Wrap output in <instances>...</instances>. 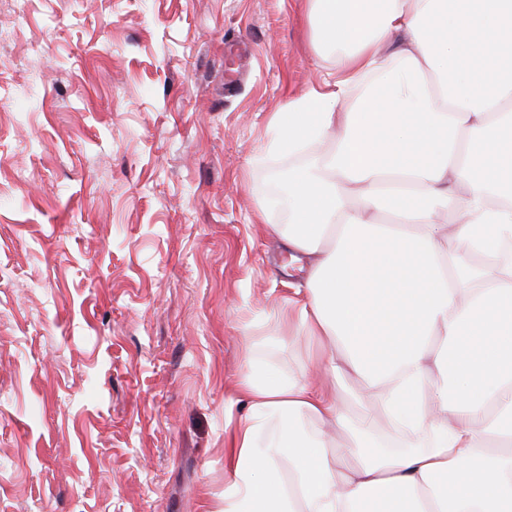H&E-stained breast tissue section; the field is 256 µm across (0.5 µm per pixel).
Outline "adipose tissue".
Returning <instances> with one entry per match:
<instances>
[{
    "label": "adipose tissue",
    "instance_id": "obj_1",
    "mask_svg": "<svg viewBox=\"0 0 512 512\" xmlns=\"http://www.w3.org/2000/svg\"><path fill=\"white\" fill-rule=\"evenodd\" d=\"M336 65L271 121L281 312L317 373L247 345L223 512H512V0H307ZM389 421L401 448L377 445Z\"/></svg>",
    "mask_w": 512,
    "mask_h": 512
}]
</instances>
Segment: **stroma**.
Returning <instances> with one entry per match:
<instances>
[{"instance_id":"stroma-1","label":"stroma","mask_w":512,"mask_h":512,"mask_svg":"<svg viewBox=\"0 0 512 512\" xmlns=\"http://www.w3.org/2000/svg\"><path fill=\"white\" fill-rule=\"evenodd\" d=\"M330 64L304 0H0V512H222L246 342L304 368L271 227L319 147L269 120Z\"/></svg>"}]
</instances>
